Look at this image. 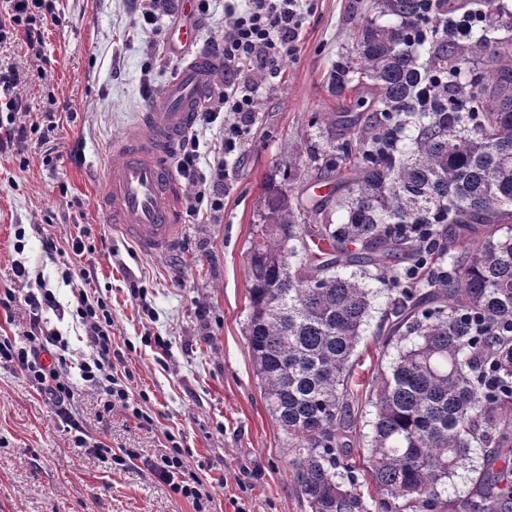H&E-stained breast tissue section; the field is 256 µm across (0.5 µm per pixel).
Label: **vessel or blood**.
Instances as JSON below:
<instances>
[{
    "label": "vessel or blood",
    "mask_w": 512,
    "mask_h": 512,
    "mask_svg": "<svg viewBox=\"0 0 512 512\" xmlns=\"http://www.w3.org/2000/svg\"><path fill=\"white\" fill-rule=\"evenodd\" d=\"M197 41L196 25L170 32V48L184 56L181 72L139 114L125 136L112 143L101 171L106 184L101 208L128 240L150 255L170 251L183 235L177 147L220 68L219 59L194 52Z\"/></svg>",
    "instance_id": "vessel-or-blood-1"
}]
</instances>
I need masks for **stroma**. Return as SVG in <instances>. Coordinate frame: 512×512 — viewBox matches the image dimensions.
I'll return each mask as SVG.
<instances>
[{"instance_id":"35a3bbf8","label":"stroma","mask_w":512,"mask_h":512,"mask_svg":"<svg viewBox=\"0 0 512 512\" xmlns=\"http://www.w3.org/2000/svg\"><path fill=\"white\" fill-rule=\"evenodd\" d=\"M50 5L40 54L20 39L0 45V66L27 75L22 121L46 130L0 154V295L15 296L11 309L0 308V336H21L28 326L23 285L11 270L19 259L55 293L59 307L46 318L67 336L69 359L79 360L84 332L71 310L84 282L77 277L67 285L61 275L68 266L93 265V286L112 307V342L133 374L129 387L149 396L155 424L145 430L121 410L103 414L96 392L78 390L71 413L87 435L114 454L137 453L109 466L65 430L47 397L0 368V512H195L147 466L172 438L189 471L210 489L207 512H308L243 334L246 251L277 166L300 145L325 146L316 119L343 106L329 90V75L351 51L354 31L374 14V0H311L297 55L278 78L261 83V107L241 151L227 160L223 208L187 215L181 242L155 256L140 252L98 209L103 186L95 170L104 164L103 145L163 92L181 61L162 51L160 34L135 25L134 0ZM79 146L87 157L82 164L72 160ZM32 224L51 233L61 253L47 255L28 230ZM21 226L28 234L19 255L14 232ZM75 239L84 242L83 255L69 250ZM371 287L375 308L353 356L356 403L345 439L357 461L373 436L371 383L398 353L378 334L385 297L381 283ZM158 336L168 349L156 347Z\"/></svg>"}]
</instances>
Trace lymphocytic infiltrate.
Listing matches in <instances>:
<instances>
[{"label": "lymphocytic infiltrate", "instance_id": "obj_1", "mask_svg": "<svg viewBox=\"0 0 512 512\" xmlns=\"http://www.w3.org/2000/svg\"><path fill=\"white\" fill-rule=\"evenodd\" d=\"M244 2L241 8L230 0L224 6L229 19L221 49L224 88L209 98L196 116L201 126L219 121L224 124V137L214 153L210 172L200 168L201 154L194 136L184 137L178 146V171L192 189L190 210L194 213L205 204L214 210L224 205V182L228 176L224 162L240 150L255 112L256 89L242 81L243 69L253 67L278 77L281 64L299 50L304 25L300 0ZM47 9L46 0H0V43L20 37L30 50H37L42 43V22ZM23 80L18 70L0 69V152L26 143L32 134L19 117L26 109L20 93ZM12 270L28 286L23 301L29 323L20 339L0 336V364L23 374L34 389L53 402L66 428L78 430L79 425L69 412L75 388L69 380L64 356L67 343L62 335L45 325V313L55 307L56 296L46 284L29 287L30 273L23 261H15ZM74 314L84 328L89 348L78 365L84 385L99 392L104 412L119 408L140 426L152 427L154 418L147 398H134L118 373L124 356L112 347V313L107 302L79 291ZM152 467L175 495L191 500L197 512H202L211 495L198 478L187 473L179 446H171L153 461Z\"/></svg>", "mask_w": 512, "mask_h": 512}]
</instances>
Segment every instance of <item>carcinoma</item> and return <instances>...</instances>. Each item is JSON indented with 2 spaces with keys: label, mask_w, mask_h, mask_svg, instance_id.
<instances>
[{
  "label": "carcinoma",
  "mask_w": 512,
  "mask_h": 512,
  "mask_svg": "<svg viewBox=\"0 0 512 512\" xmlns=\"http://www.w3.org/2000/svg\"><path fill=\"white\" fill-rule=\"evenodd\" d=\"M329 75L353 111L324 115L268 184L247 251L254 376L293 449L309 512H369L350 428L352 357L391 280L379 329L412 337L372 382L364 472L380 512H512V12L482 0H375ZM465 37L454 34L463 16ZM336 195L292 193L300 161ZM351 263L357 274L338 267ZM482 451L474 464L473 451ZM472 491L448 496L458 471Z\"/></svg>",
  "instance_id": "cac0c4a2"
}]
</instances>
